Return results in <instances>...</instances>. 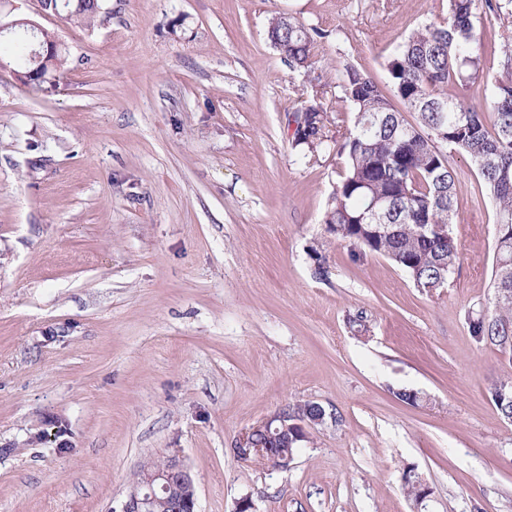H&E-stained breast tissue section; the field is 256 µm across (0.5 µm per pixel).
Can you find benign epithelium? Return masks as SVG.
<instances>
[{
    "mask_svg": "<svg viewBox=\"0 0 512 512\" xmlns=\"http://www.w3.org/2000/svg\"><path fill=\"white\" fill-rule=\"evenodd\" d=\"M16 10V0H7L0 7V41L15 38L16 28L24 23L27 25L32 47L31 54L39 60L42 54L50 52V48L35 44V32L40 30L39 25L29 19H18ZM322 421L321 417L312 421L297 418L291 420L288 414L279 411L244 429L235 440L232 450L239 459L251 460L253 455L262 453V449L251 438V434L262 431L277 444V448L273 449L275 468L286 469L294 456L288 447L289 437L296 436L299 431L307 437L310 429ZM158 506L168 507L172 512H199L193 476L176 453L167 455L157 469L140 468L136 471L120 512H152V509Z\"/></svg>",
    "mask_w": 512,
    "mask_h": 512,
    "instance_id": "obj_1",
    "label": "benign epithelium"
}]
</instances>
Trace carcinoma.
Masks as SVG:
<instances>
[{"label": "carcinoma", "instance_id": "cac0c4a2", "mask_svg": "<svg viewBox=\"0 0 512 512\" xmlns=\"http://www.w3.org/2000/svg\"><path fill=\"white\" fill-rule=\"evenodd\" d=\"M100 10L99 0H71L65 18L91 26ZM480 11L499 19L503 5L500 0H446L443 21L414 31L387 59L383 80L346 64L336 86L353 112L352 127L339 137L330 135L335 118L313 93L298 108L310 113V121L293 134L291 144L301 158L331 149L346 155V172L331 194L325 224L346 244L352 260L383 256L427 289L443 287L459 259L452 225L460 180L441 148L465 155L497 217L491 294L485 303L489 318L471 315L468 328L476 342L512 356V38H503L499 53H486L485 48H495L496 32L477 29ZM324 37L293 16H277L268 27L270 42L297 68L314 64ZM14 44L23 68L37 67L49 78L67 61L62 46L34 61L24 35ZM494 59L501 74L489 85L484 69ZM489 86L490 123L459 96H476ZM393 97L415 113V122L404 119ZM375 200L385 209L371 221L366 215ZM490 394L500 415L511 421L512 378L497 381Z\"/></svg>", "mask_w": 512, "mask_h": 512}]
</instances>
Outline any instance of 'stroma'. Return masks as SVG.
Wrapping results in <instances>:
<instances>
[{
	"label": "stroma",
	"instance_id": "1",
	"mask_svg": "<svg viewBox=\"0 0 512 512\" xmlns=\"http://www.w3.org/2000/svg\"><path fill=\"white\" fill-rule=\"evenodd\" d=\"M101 4L91 27L37 16L62 75L0 68V512H119L139 465L173 450L200 512H512V422L490 395L512 358L467 323L496 211L468 161L448 156L460 261L431 291L328 234L344 158H299L287 121L315 90L350 128L337 70L383 77L440 0ZM280 14L324 31L311 68L269 42ZM304 401L329 417L288 469L234 455Z\"/></svg>",
	"mask_w": 512,
	"mask_h": 512
}]
</instances>
